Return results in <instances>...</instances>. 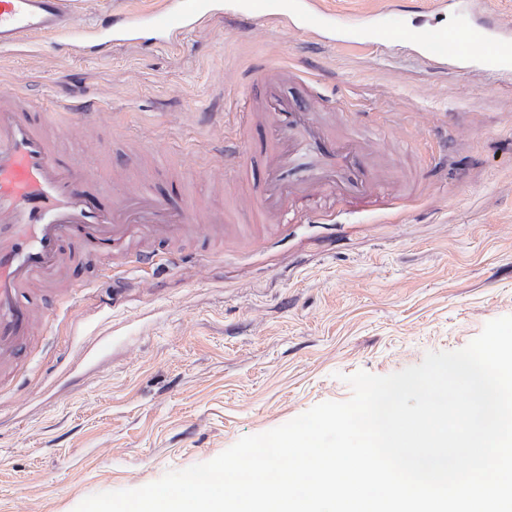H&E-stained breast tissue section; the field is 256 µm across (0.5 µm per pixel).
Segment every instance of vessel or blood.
I'll use <instances>...</instances> for the list:
<instances>
[{
	"instance_id": "vessel-or-blood-1",
	"label": "vessel or blood",
	"mask_w": 512,
	"mask_h": 512,
	"mask_svg": "<svg viewBox=\"0 0 512 512\" xmlns=\"http://www.w3.org/2000/svg\"><path fill=\"white\" fill-rule=\"evenodd\" d=\"M67 2L0 0V48L27 33L67 26ZM211 2L192 0L185 10L148 16L147 24L158 32L192 28L210 14ZM224 15L242 28L256 19H283L315 37L327 27L312 0H234ZM473 32L464 19L451 31L423 29L413 37L430 60L476 69L479 61L464 49ZM255 73L264 109L246 113L244 126L257 131L260 148L248 156L241 137L224 140V162L235 178L246 179L256 166L263 171L248 192L249 226L326 216L330 205L352 199L374 207L390 195L380 130L352 122L339 127L337 117L320 110L317 94L287 93L296 79L291 69L262 65ZM65 109L69 128L94 127L93 104ZM194 221L183 198L163 195L151 175L135 176L125 186L93 175L84 159L60 151L40 113L23 111L17 91L1 89L0 368L20 359L35 336L47 288L65 277L72 249L105 259L133 252L146 264L155 254L141 249V242L179 240Z\"/></svg>"
}]
</instances>
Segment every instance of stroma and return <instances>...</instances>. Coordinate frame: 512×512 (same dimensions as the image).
Wrapping results in <instances>:
<instances>
[{"mask_svg":"<svg viewBox=\"0 0 512 512\" xmlns=\"http://www.w3.org/2000/svg\"><path fill=\"white\" fill-rule=\"evenodd\" d=\"M343 20L393 13L408 27L512 26V0H319ZM180 0H72V33L0 49V88L56 121L69 151L102 174L165 157L158 187L198 211L239 201L222 183L258 64L299 69L343 116L400 143L398 196L336 206L255 238L191 236L157 261L70 266L73 299L48 306L22 363L0 377V512H74L214 459L241 437L352 395L346 376L389 375L467 346L512 316V75L436 64L397 34L352 49L223 5L185 32L141 28L116 42L112 14ZM101 118L68 133L61 101Z\"/></svg>","mask_w":512,"mask_h":512,"instance_id":"35a3bbf8","label":"stroma"}]
</instances>
